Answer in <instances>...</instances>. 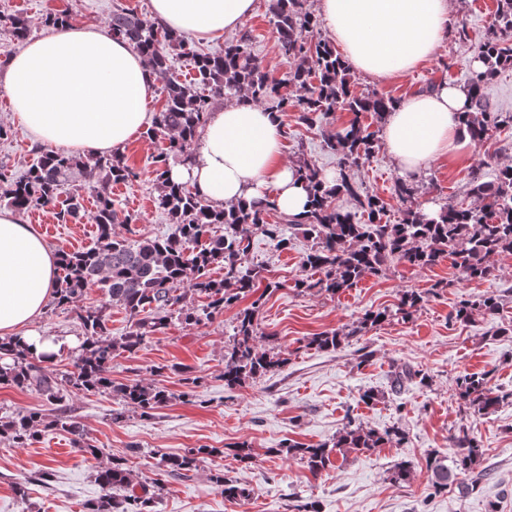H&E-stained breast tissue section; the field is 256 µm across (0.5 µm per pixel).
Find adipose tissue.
Listing matches in <instances>:
<instances>
[{
    "mask_svg": "<svg viewBox=\"0 0 512 512\" xmlns=\"http://www.w3.org/2000/svg\"><path fill=\"white\" fill-rule=\"evenodd\" d=\"M152 15L174 30L208 38L236 29L254 0H151ZM318 15L345 64L389 81L423 64L456 22L452 0H318ZM155 84L142 54L99 28L69 25L28 40L6 60L12 114L41 143L99 154L123 149L151 124ZM468 96L448 82L415 93L386 116L387 153L416 177L463 151ZM280 114L240 99L212 109L195 138L193 161L175 166L211 204H243L273 188L277 208L306 210L307 193L282 159ZM56 254L20 212L0 209V338L22 335L39 353L60 344L35 326L57 274Z\"/></svg>",
    "mask_w": 512,
    "mask_h": 512,
    "instance_id": "obj_1",
    "label": "adipose tissue"
}]
</instances>
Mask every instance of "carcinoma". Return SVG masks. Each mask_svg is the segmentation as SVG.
<instances>
[{"label": "carcinoma", "mask_w": 512, "mask_h": 512, "mask_svg": "<svg viewBox=\"0 0 512 512\" xmlns=\"http://www.w3.org/2000/svg\"><path fill=\"white\" fill-rule=\"evenodd\" d=\"M269 12L279 52L297 61L288 79L282 81L260 67L249 50L251 36L247 32L225 44L221 53L201 54L176 30L141 19L126 9L112 11L107 30L144 55L156 80L163 83V103L154 112L146 136L164 141L153 160L157 204L171 218L174 230L166 237H143L133 242L112 233L118 216L110 186L136 176L123 153L83 156L38 148L36 162L23 178L10 183L0 194V204L17 211L33 206L50 209L58 223L69 224L81 218V197L77 193L62 201L60 194L64 186L74 183L95 195L90 219L97 226L98 240L86 250L58 252L53 304L72 312L82 330L74 348L73 371L58 375L46 366L55 354L36 355L18 336L0 338V384L34 390L50 402L62 401L63 392L68 390L111 393L122 406L112 411L113 419L123 418L126 408L150 418L167 406L171 393L141 380L114 383L109 375L112 359L138 349L151 335L167 328L173 316L186 325H198L249 296L254 300L239 311L234 335L224 349V386L243 387L288 362L281 353L258 346L257 317L265 299L262 294L256 295L259 273L243 269L256 232L276 246L288 248L282 225L267 222L269 211L276 209L275 201L264 196L248 205L217 207L188 184L169 179L170 159L183 165L190 162L195 137L217 98L242 97L279 112L292 109L309 128L338 107L353 114L341 130L322 134L326 148L338 156L333 179L306 160L295 166L297 179L309 194V209L299 217L287 216L285 221L311 240L303 266L313 271L312 276L295 281L297 290L336 295L369 276L382 274L395 261L431 267L446 256L463 278L484 281L495 276L493 257L512 254L511 165L495 168L489 179L481 170L472 174L468 194L482 203L479 208L446 204L434 217L408 209L401 223L385 222L384 202L350 171L361 167L378 146L377 133L362 122L363 114L370 112L380 121L400 100L378 92L358 94L351 89L350 70L334 46L309 38L318 22L303 10V0H271ZM0 25L9 28L17 41L25 40L30 32L29 20L19 15H0ZM492 26L495 35L478 48L481 67L472 71L466 82L470 112L466 114L465 130L477 146L487 142L494 131L512 127V114L497 110L484 94L487 83L501 70L512 67V0H498ZM170 49L193 60V82L171 76ZM287 86L297 87L303 94L296 97L284 91ZM341 196L354 201L357 212L340 207L336 200ZM215 224L224 225V234H210ZM218 265L224 267L221 280L212 277V268ZM94 285L102 288L105 300L98 305H81L87 289ZM189 293L206 299V303L187 305ZM421 302L422 295L406 292L397 312L408 315ZM114 304L135 318L131 330L118 338L106 325L107 310ZM501 307L502 299L497 295L463 300L455 319L468 322L475 311L492 316ZM389 317L387 311H369L346 330L309 337L306 346L335 351L349 338ZM457 386L459 399L477 415H485L512 398V392L495 391L484 374L463 375ZM50 429L69 433L78 448L93 456L99 453L84 441L80 422L63 416L50 420L38 410L20 411L0 421V438L24 443L39 439ZM404 440V433L397 427L380 432L350 421L331 443L306 445L292 440L285 451L304 461L311 473L319 474L333 466L335 449L364 452L387 445L399 447ZM453 446L457 451L451 460L437 454L428 457L426 468L431 473L432 487L445 490L464 476L467 482L461 485V491L471 493L484 477L477 470L483 448L465 429L453 437ZM212 453L208 448H191L183 455L164 456L162 474L187 478L204 456ZM97 479L104 494L86 512H151L153 496L149 487L134 481L124 462L112 461L98 472ZM211 482L224 497L234 501H245L253 493L222 470L211 474ZM113 489L124 491L121 500L112 497Z\"/></svg>", "instance_id": "1"}]
</instances>
